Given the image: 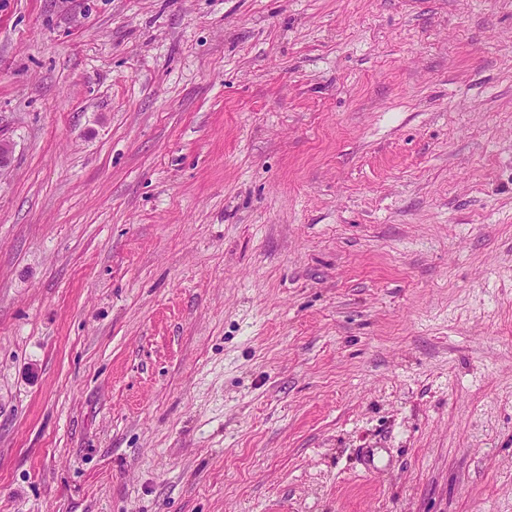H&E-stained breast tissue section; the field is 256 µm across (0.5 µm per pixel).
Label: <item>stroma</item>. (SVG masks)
I'll return each mask as SVG.
<instances>
[{
	"mask_svg": "<svg viewBox=\"0 0 512 512\" xmlns=\"http://www.w3.org/2000/svg\"><path fill=\"white\" fill-rule=\"evenodd\" d=\"M0 512H512V0H0Z\"/></svg>",
	"mask_w": 512,
	"mask_h": 512,
	"instance_id": "stroma-1",
	"label": "stroma"
}]
</instances>
